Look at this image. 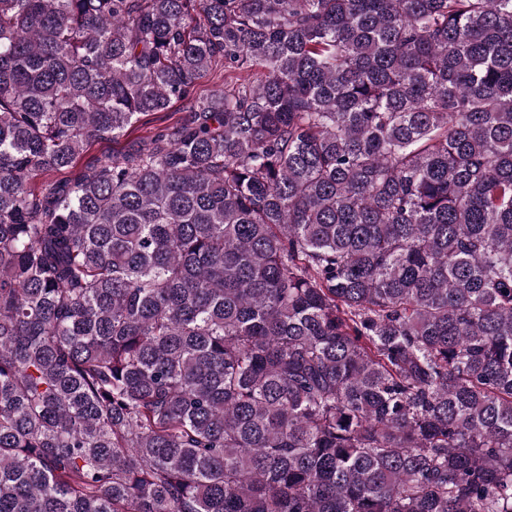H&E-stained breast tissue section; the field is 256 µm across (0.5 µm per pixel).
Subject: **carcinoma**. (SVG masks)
Masks as SVG:
<instances>
[{"instance_id": "obj_1", "label": "carcinoma", "mask_w": 512, "mask_h": 512, "mask_svg": "<svg viewBox=\"0 0 512 512\" xmlns=\"http://www.w3.org/2000/svg\"><path fill=\"white\" fill-rule=\"evenodd\" d=\"M0 512H512V0H0ZM124 142L125 138L118 142H112V140H96L91 143L83 152V154L77 158L73 167L60 172H52L50 173L49 177L56 180L71 178L96 157L103 154L112 153V151H120L124 145Z\"/></svg>"}]
</instances>
